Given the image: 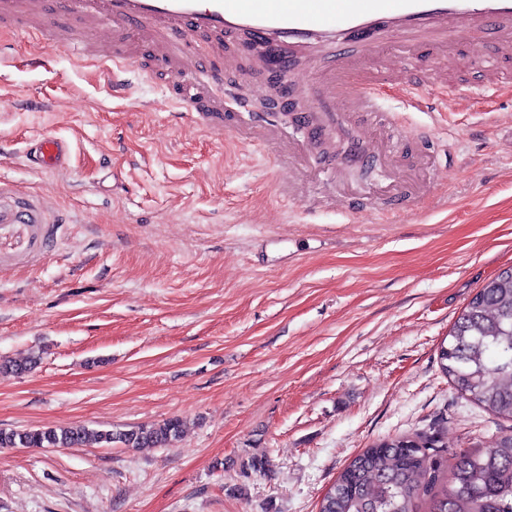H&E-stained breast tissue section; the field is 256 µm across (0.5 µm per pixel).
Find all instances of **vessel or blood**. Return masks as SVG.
<instances>
[{
    "label": "vessel or blood",
    "instance_id": "1",
    "mask_svg": "<svg viewBox=\"0 0 512 512\" xmlns=\"http://www.w3.org/2000/svg\"><path fill=\"white\" fill-rule=\"evenodd\" d=\"M82 23H99L116 43L142 44L155 61L185 68L179 39L198 34L252 38L258 51L284 52L292 87L320 79L339 119L359 120L384 131L393 150L403 131L393 113L379 105L385 90L415 104L416 90L447 98L446 63L453 48L474 49L486 86L512 89V76L500 65L512 57V0H0V24L28 21L61 35L60 46L85 51ZM129 62L113 56L101 78L112 93L127 90ZM224 75L209 84L182 82L175 98L190 126L221 131L218 120ZM70 147L45 136L31 148L29 162L42 172L63 168ZM372 156L365 140L337 157V165L361 166Z\"/></svg>",
    "mask_w": 512,
    "mask_h": 512
}]
</instances>
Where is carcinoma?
Wrapping results in <instances>:
<instances>
[{
  "mask_svg": "<svg viewBox=\"0 0 512 512\" xmlns=\"http://www.w3.org/2000/svg\"><path fill=\"white\" fill-rule=\"evenodd\" d=\"M443 373L460 393L512 421V266L486 282L439 348ZM178 416L129 430L0 431V448L110 446L168 448L184 432ZM425 510L418 509V503ZM318 512H512V434L479 454L461 450L444 464L439 439L420 431L385 438L356 455L322 498Z\"/></svg>",
  "mask_w": 512,
  "mask_h": 512,
  "instance_id": "cac0c4a2",
  "label": "carcinoma"
}]
</instances>
